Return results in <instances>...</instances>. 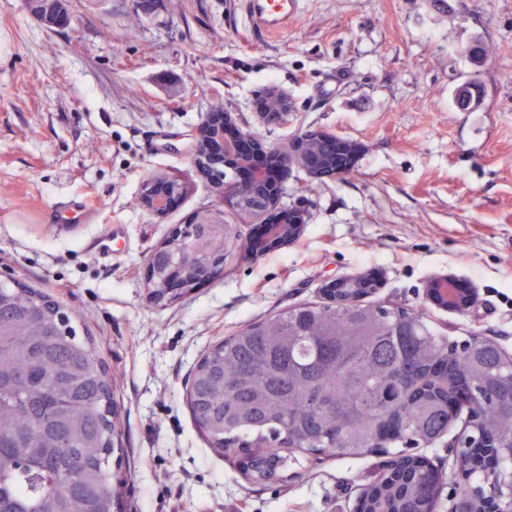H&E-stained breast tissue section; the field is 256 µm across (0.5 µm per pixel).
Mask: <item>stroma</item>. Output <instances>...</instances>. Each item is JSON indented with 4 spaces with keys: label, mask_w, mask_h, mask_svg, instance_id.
Instances as JSON below:
<instances>
[{
    "label": "stroma",
    "mask_w": 512,
    "mask_h": 512,
    "mask_svg": "<svg viewBox=\"0 0 512 512\" xmlns=\"http://www.w3.org/2000/svg\"><path fill=\"white\" fill-rule=\"evenodd\" d=\"M68 4L70 26L51 31L0 0V281L48 293L102 357L118 512H355L382 456L306 457L301 477L253 484L195 428L189 375L225 337L353 277L374 282L365 303L512 353V0H304L274 37L250 30L240 0H157L149 15L131 0ZM472 80L482 101L459 110ZM270 89L287 95V119H265ZM218 107L273 147L308 129L360 144L344 177L280 171V206L307 215L294 242L248 256L264 218L225 206L196 166L193 140ZM157 177L184 188L161 217L141 203ZM88 195L96 223H48L57 202ZM203 210L237 231L223 272L155 303L148 255ZM441 275L477 305L432 301ZM418 454L441 470L435 512H449L454 453L443 440Z\"/></svg>",
    "instance_id": "stroma-1"
}]
</instances>
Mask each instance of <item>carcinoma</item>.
Segmentation results:
<instances>
[{
	"mask_svg": "<svg viewBox=\"0 0 512 512\" xmlns=\"http://www.w3.org/2000/svg\"><path fill=\"white\" fill-rule=\"evenodd\" d=\"M241 211L268 208L249 192ZM201 260L224 238L183 231ZM349 280L337 296L288 307L214 344L195 364L186 401L211 448L249 481L288 482L291 454L356 458L389 448L399 460L359 512H413L433 481L426 462L404 452L448 434V394L466 383L489 393L472 426L485 444L460 452L473 474L478 456L512 447V424L497 399H512L505 356L490 339L440 338L417 313L357 301ZM76 315L39 289L0 284V512H113L110 489L117 411L104 363L83 341Z\"/></svg>",
	"mask_w": 512,
	"mask_h": 512,
	"instance_id": "cac0c4a2",
	"label": "carcinoma"
}]
</instances>
